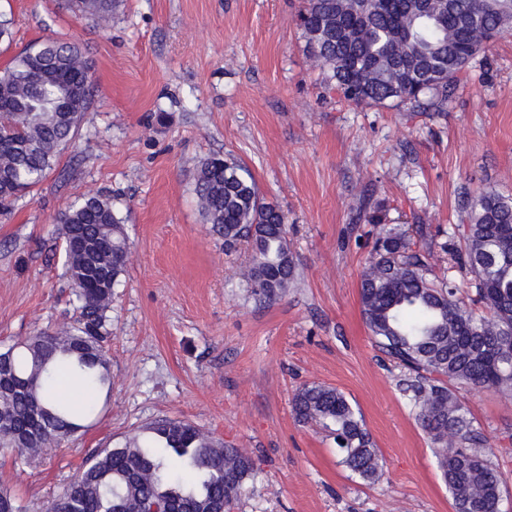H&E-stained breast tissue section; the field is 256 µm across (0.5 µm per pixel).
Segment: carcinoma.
Instances as JSON below:
<instances>
[{"label":"carcinoma","instance_id":"obj_1","mask_svg":"<svg viewBox=\"0 0 512 512\" xmlns=\"http://www.w3.org/2000/svg\"><path fill=\"white\" fill-rule=\"evenodd\" d=\"M117 0H64L97 21ZM298 27L326 83L356 106L443 112L470 62L488 41L512 31V0H304ZM90 69L80 47L48 39L0 70V216L37 186L75 140L94 83L72 85ZM211 231L231 251L246 244L251 293L271 301L295 277L288 224L261 197L236 160L213 155L195 175ZM460 264L472 279L432 278L429 256L411 250L406 232L376 224L375 254L360 279L364 322L373 344L404 369L399 387L435 446L455 512H500L504 481L495 448L458 399L462 387L512 391V200L481 191L464 203ZM76 313L52 334L37 332L0 351V448L35 454L61 443L98 413L88 398L53 399L59 379L79 374L91 393L110 391L112 290L126 271L127 237L112 203L90 195L57 221ZM302 424L334 434L341 464L368 483L383 475L372 436L348 398L305 384L293 395ZM254 461L185 420H155L90 459L47 512H231Z\"/></svg>","mask_w":512,"mask_h":512}]
</instances>
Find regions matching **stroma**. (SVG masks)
Segmentation results:
<instances>
[{
  "mask_svg": "<svg viewBox=\"0 0 512 512\" xmlns=\"http://www.w3.org/2000/svg\"><path fill=\"white\" fill-rule=\"evenodd\" d=\"M301 0H119L108 22L58 0H0L12 38L0 68L34 42L77 43L98 93L72 146L0 217V350L74 317L61 212L111 198L129 243L112 295V390L87 428L23 462L0 448V489L46 512L88 459L159 418L192 422L247 453L257 473L232 512H454L434 450L374 347L360 272L388 226L426 228L436 275L453 268L448 231L466 194L512 197V32L485 48L443 112L355 106L327 88L296 25ZM232 156L288 218L296 277L254 298L246 251L225 252L194 177ZM360 410L385 462L369 484L340 463L328 431L299 423L304 384ZM458 397L495 442L501 512H512V394Z\"/></svg>",
  "mask_w": 512,
  "mask_h": 512,
  "instance_id": "stroma-1",
  "label": "stroma"
}]
</instances>
